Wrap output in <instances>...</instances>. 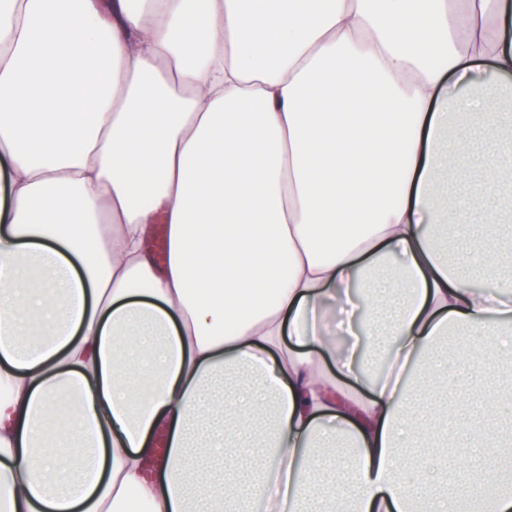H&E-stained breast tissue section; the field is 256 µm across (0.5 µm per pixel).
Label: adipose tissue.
<instances>
[{
  "label": "adipose tissue",
  "instance_id": "adipose-tissue-1",
  "mask_svg": "<svg viewBox=\"0 0 512 512\" xmlns=\"http://www.w3.org/2000/svg\"><path fill=\"white\" fill-rule=\"evenodd\" d=\"M494 99L512 0H0V512H239L280 471L313 512L339 442L342 512H458L503 401L408 408L448 332L512 362V270L446 248L512 223Z\"/></svg>",
  "mask_w": 512,
  "mask_h": 512
}]
</instances>
